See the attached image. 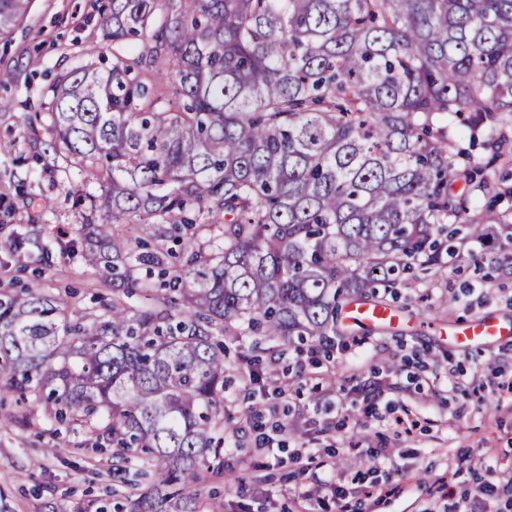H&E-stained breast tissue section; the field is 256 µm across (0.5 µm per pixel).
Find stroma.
<instances>
[{"label": "stroma", "mask_w": 512, "mask_h": 512, "mask_svg": "<svg viewBox=\"0 0 512 512\" xmlns=\"http://www.w3.org/2000/svg\"><path fill=\"white\" fill-rule=\"evenodd\" d=\"M96 0H32L27 17L0 39V67L14 74L0 86V288L40 277L44 293L63 298L69 318L98 311L112 291L82 258L83 231L75 192H97L82 172L51 153L49 117L40 116L45 88L61 68L87 62L103 47ZM486 161L488 194H468L470 217L496 195L499 234L512 233V126L495 146L476 141ZM469 255L446 271H430L399 289L388 304L398 319L358 331L331 355L289 352L264 362L258 380L239 367L224 389V470L197 483L201 512H512V399L496 388L512 379V339L477 347L450 343L448 327L465 318L512 324V250L469 242ZM453 298L445 306V298ZM381 376L389 384L378 417L364 411L361 387ZM288 387L275 412L251 406L253 395ZM415 420L412 432L387 416ZM284 422L285 447L253 448L250 420ZM50 437L40 420L0 431V512H38L69 497L111 496L122 486L112 456L87 450L45 454ZM315 460L299 468L297 449ZM388 449L384 471L371 472L369 452ZM342 486L341 504L324 482ZM495 486L482 492L483 482Z\"/></svg>", "instance_id": "1"}]
</instances>
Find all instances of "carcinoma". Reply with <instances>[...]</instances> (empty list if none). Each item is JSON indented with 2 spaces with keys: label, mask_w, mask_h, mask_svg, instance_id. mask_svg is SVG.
<instances>
[{
  "label": "carcinoma",
  "mask_w": 512,
  "mask_h": 512,
  "mask_svg": "<svg viewBox=\"0 0 512 512\" xmlns=\"http://www.w3.org/2000/svg\"><path fill=\"white\" fill-rule=\"evenodd\" d=\"M28 4L0 0L1 37ZM99 28L111 58L90 48L43 109L53 152L101 189L80 217L112 301L70 320L36 279L0 289V427L39 411L47 453L152 467L147 489L68 512H196V491L167 488L212 461L224 474L216 336L327 353L354 333L345 307H384L401 274L494 237L491 208L462 237L448 224L458 180L487 186L456 141L512 121V0H109ZM116 224L188 232L186 263ZM142 268L178 297L128 305Z\"/></svg>",
  "instance_id": "cac0c4a2"
}]
</instances>
